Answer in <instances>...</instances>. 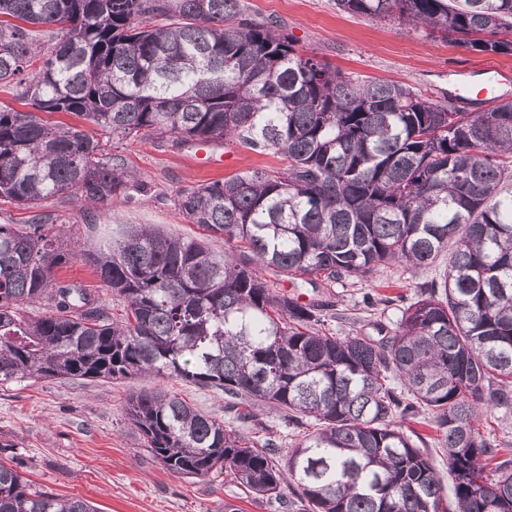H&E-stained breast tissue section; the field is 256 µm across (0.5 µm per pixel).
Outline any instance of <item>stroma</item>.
I'll use <instances>...</instances> for the list:
<instances>
[{"instance_id": "1", "label": "stroma", "mask_w": 512, "mask_h": 512, "mask_svg": "<svg viewBox=\"0 0 512 512\" xmlns=\"http://www.w3.org/2000/svg\"><path fill=\"white\" fill-rule=\"evenodd\" d=\"M249 18L277 21L296 50L314 55L361 81H394L422 97L464 112H481L477 96L484 88L483 69L506 71L507 79L488 88L496 100H512V55L478 54L441 34H428L397 21L350 15L336 0H240ZM132 176L126 198L83 207L55 197L42 202L39 214L51 229L66 231L65 247L74 255L57 269L58 279L74 281L99 294L107 289L85 254L112 238L119 225L151 224L184 237L205 239L220 252L223 238L206 237L175 205L182 188L224 179L253 168H281L273 154H258L223 142L175 145L171 139H128L113 143ZM447 254L427 268L393 263L377 267L367 279L345 285L281 282L279 292L310 302L332 303L327 326L339 336H377L390 326L422 284L443 270ZM162 388L198 410L234 425L223 392L164 375L117 380L49 379L0 384V439L16 443L18 461L33 489L77 496L99 512H284L278 502L252 499L228 474L206 478L175 476L162 469L141 433L128 422L129 397Z\"/></svg>"}]
</instances>
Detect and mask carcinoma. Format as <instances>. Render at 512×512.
Listing matches in <instances>:
<instances>
[{
    "mask_svg": "<svg viewBox=\"0 0 512 512\" xmlns=\"http://www.w3.org/2000/svg\"><path fill=\"white\" fill-rule=\"evenodd\" d=\"M336 7L512 55V0ZM2 86L30 110L0 106V197L27 209L55 196L112 202L130 182L121 156L43 113L118 141H233L285 167L179 191L180 213L224 237L222 253L144 224L89 253L125 305L119 320L93 289L54 277L72 254L42 215L0 224V384L155 371L311 419L281 464L275 440L260 448L173 392L126 407L169 473L227 470L288 512H448L422 436L402 429L426 414L454 512H512V459L479 424L481 405L512 408V101L461 112L404 84L354 81L240 0H0ZM450 241L439 278L379 338L322 330L328 304L264 275L343 285L384 263L429 267ZM0 512L97 510L0 461Z\"/></svg>",
    "mask_w": 512,
    "mask_h": 512,
    "instance_id": "obj_1",
    "label": "carcinoma"
}]
</instances>
